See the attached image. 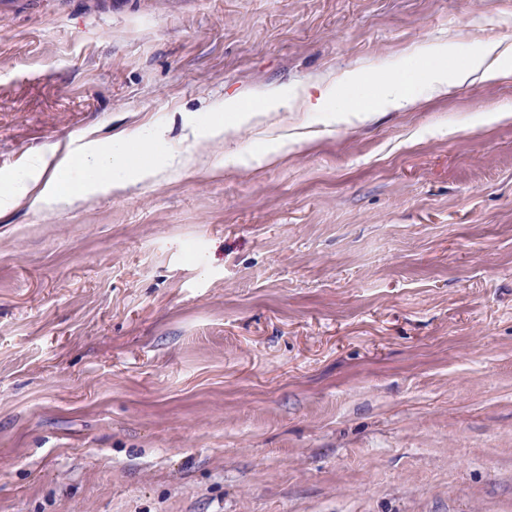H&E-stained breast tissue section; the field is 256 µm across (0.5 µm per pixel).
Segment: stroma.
I'll return each mask as SVG.
<instances>
[{"label": "stroma", "instance_id": "35a3bbf8", "mask_svg": "<svg viewBox=\"0 0 512 512\" xmlns=\"http://www.w3.org/2000/svg\"><path fill=\"white\" fill-rule=\"evenodd\" d=\"M512 47V0H17L0 181L133 151L224 102L446 44ZM508 118L494 121V114ZM288 155L65 210L0 209V512H512V77L362 125L279 113Z\"/></svg>", "mask_w": 512, "mask_h": 512}]
</instances>
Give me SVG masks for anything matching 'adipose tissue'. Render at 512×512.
Instances as JSON below:
<instances>
[{"instance_id": "obj_1", "label": "adipose tissue", "mask_w": 512, "mask_h": 512, "mask_svg": "<svg viewBox=\"0 0 512 512\" xmlns=\"http://www.w3.org/2000/svg\"><path fill=\"white\" fill-rule=\"evenodd\" d=\"M512 74V48L501 49L499 43L488 42L482 53L461 66L449 65L447 59L424 71L422 83L429 95L442 96L456 86L468 81H488ZM418 103L416 96L407 92L402 80L383 78L375 82L372 94L361 103L351 104L350 109L359 121L371 120L381 110L407 111ZM305 108L310 112L325 111L323 100H311L306 94L286 96H257L250 101L228 100L224 105L223 120L215 122L207 140L199 141V149H206L208 139L218 137L235 139L246 126H261L278 113ZM73 167L87 172L88 177L76 190H60L57 178L40 180L27 171H20L13 181L0 188V208L31 200L32 204L49 209H63L106 195L124 193L131 180L157 181L169 172L167 157L158 155L155 142L142 140L136 158L114 156L100 150L96 144H87L82 150L67 155Z\"/></svg>"}]
</instances>
